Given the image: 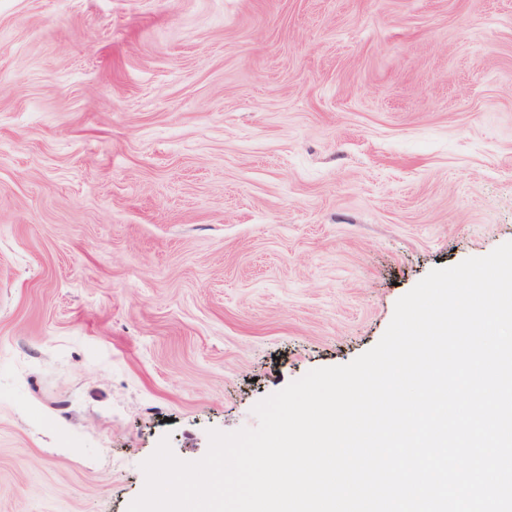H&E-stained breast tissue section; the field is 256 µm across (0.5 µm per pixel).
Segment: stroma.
<instances>
[{"label":"stroma","instance_id":"35a3bbf8","mask_svg":"<svg viewBox=\"0 0 512 512\" xmlns=\"http://www.w3.org/2000/svg\"><path fill=\"white\" fill-rule=\"evenodd\" d=\"M508 241L512 0H0V512H127Z\"/></svg>","mask_w":512,"mask_h":512}]
</instances>
